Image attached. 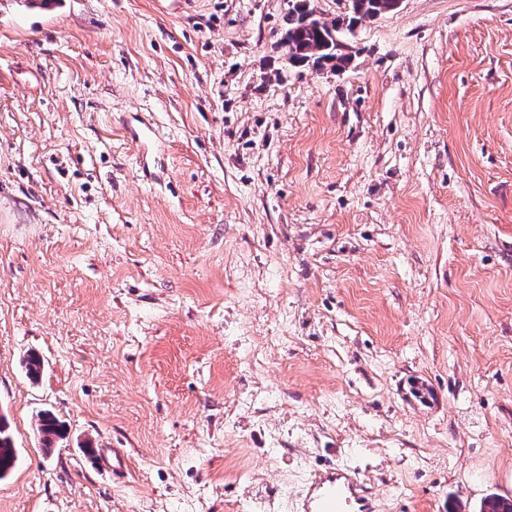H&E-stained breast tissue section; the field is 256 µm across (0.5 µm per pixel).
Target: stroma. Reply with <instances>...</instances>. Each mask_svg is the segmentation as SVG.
<instances>
[{"mask_svg":"<svg viewBox=\"0 0 512 512\" xmlns=\"http://www.w3.org/2000/svg\"><path fill=\"white\" fill-rule=\"evenodd\" d=\"M293 4L0 0V512L512 499V0ZM307 5V8L304 5ZM301 13H304L303 20L308 21L316 18V21L303 23L299 18H291L288 23V30L285 35L284 43H288V60L292 63L319 64L322 61L336 60V66L344 65L347 62L345 54L341 52L343 42L337 40L341 50L336 48V42L330 31L339 37V27L329 26L326 22L317 19L313 10L309 9L308 2L299 1L296 4ZM353 1L356 2L355 6L353 5ZM394 1L395 0H351L353 16L350 18L348 26H351L355 20L359 19L356 17V14H359L360 12L363 13L362 17L366 15L365 17L373 18L380 15V13H373L369 15L372 10H377L381 13L392 10ZM64 424L49 412L43 413L40 419L38 432L42 447L50 452L57 439L63 434ZM18 460L9 424L5 414H0V481L5 480L12 473ZM296 512H372V502L348 467L328 470L309 486Z\"/></svg>","mask_w":512,"mask_h":512,"instance_id":"35a3bbf8","label":"stroma"}]
</instances>
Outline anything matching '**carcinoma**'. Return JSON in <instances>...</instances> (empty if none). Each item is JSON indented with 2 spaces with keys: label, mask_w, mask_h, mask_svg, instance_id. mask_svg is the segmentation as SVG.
Wrapping results in <instances>:
<instances>
[{
  "label": "carcinoma",
  "mask_w": 512,
  "mask_h": 512,
  "mask_svg": "<svg viewBox=\"0 0 512 512\" xmlns=\"http://www.w3.org/2000/svg\"><path fill=\"white\" fill-rule=\"evenodd\" d=\"M394 0H355L352 7L353 17L350 21L357 20L356 14H370L377 10L381 13L393 9ZM340 33L339 27L328 25L325 22L309 21L303 23L297 18L289 19L288 30V60L292 63H313L322 61H336L341 66L347 62L345 54L336 48L333 35ZM64 424L49 412L43 413L40 419L38 432L42 447L51 451L57 439L63 434ZM18 460L9 424L6 416L0 414V481L5 480L12 473Z\"/></svg>",
  "instance_id": "obj_1"
}]
</instances>
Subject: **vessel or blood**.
Masks as SVG:
<instances>
[{"label":"vessel or blood","mask_w":512,"mask_h":512,"mask_svg":"<svg viewBox=\"0 0 512 512\" xmlns=\"http://www.w3.org/2000/svg\"><path fill=\"white\" fill-rule=\"evenodd\" d=\"M297 512H373V507L354 472L340 467L312 482Z\"/></svg>","instance_id":"obj_1"}]
</instances>
